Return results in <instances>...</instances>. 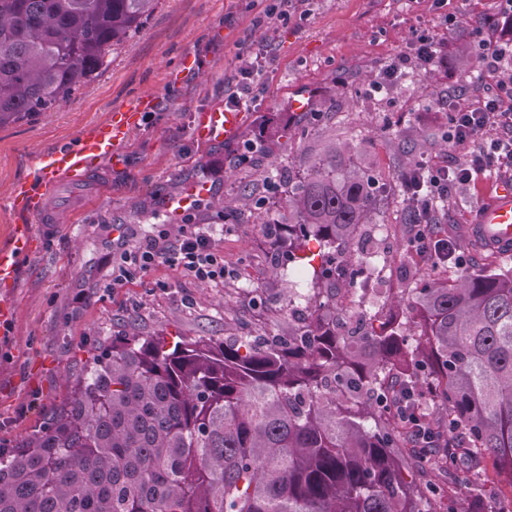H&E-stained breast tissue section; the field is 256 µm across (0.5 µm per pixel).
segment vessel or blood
<instances>
[{
	"label": "vessel or blood",
	"mask_w": 512,
	"mask_h": 512,
	"mask_svg": "<svg viewBox=\"0 0 512 512\" xmlns=\"http://www.w3.org/2000/svg\"><path fill=\"white\" fill-rule=\"evenodd\" d=\"M155 105L154 98L140 97L132 104L114 110L107 121L92 125L77 143L60 146L43 154L37 161L38 167L32 181L15 189L13 211L24 214L42 210L47 192L58 184L80 186L102 178V162L121 166L126 140L138 125L141 115L151 111ZM242 118V113L234 110H208L199 114L195 135L203 142L226 139L235 132ZM208 192V183L188 185L179 197L170 202L171 216L180 217L193 202L204 198ZM472 229L475 238L485 249L512 252V181L495 185L489 202L477 209ZM34 235L32 225L20 221L12 224L11 245L0 249V282L14 279Z\"/></svg>",
	"instance_id": "1"
}]
</instances>
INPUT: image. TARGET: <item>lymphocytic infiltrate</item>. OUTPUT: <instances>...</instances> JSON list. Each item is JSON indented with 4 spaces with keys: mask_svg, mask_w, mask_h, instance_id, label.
Segmentation results:
<instances>
[{
    "mask_svg": "<svg viewBox=\"0 0 512 512\" xmlns=\"http://www.w3.org/2000/svg\"><path fill=\"white\" fill-rule=\"evenodd\" d=\"M477 56L481 69L496 76L495 85L478 89L474 105L463 106L453 99L448 102V141L468 146L464 162H420L411 171L419 188L407 193V201L416 214L408 245L435 267L467 264L458 243L438 230L437 218L451 190L480 173L512 170V39L504 34L488 36L479 42ZM439 58L438 41L419 36L410 51L386 65L382 78L389 81L409 70H429ZM223 235V225L201 223L192 211L179 224H154L139 233L119 235L104 259L110 271V285L127 287L163 267L202 283L223 281L229 275L219 247Z\"/></svg>",
    "mask_w": 512,
    "mask_h": 512,
    "instance_id": "f902f5d3",
    "label": "lymphocytic infiltrate"
}]
</instances>
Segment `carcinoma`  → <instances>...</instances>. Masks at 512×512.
I'll return each instance as SVG.
<instances>
[{
	"instance_id": "carcinoma-1",
	"label": "carcinoma",
	"mask_w": 512,
	"mask_h": 512,
	"mask_svg": "<svg viewBox=\"0 0 512 512\" xmlns=\"http://www.w3.org/2000/svg\"><path fill=\"white\" fill-rule=\"evenodd\" d=\"M155 0H0V126L86 85ZM288 224L266 222L283 273L319 246L288 333L232 340L112 337L53 426L0 455V512H438L487 472L512 490V262L423 276L367 315L342 303L366 255L375 180L336 152L288 176ZM307 313L295 314L298 300ZM414 392L413 416L400 399ZM437 440L435 480L413 445Z\"/></svg>"
}]
</instances>
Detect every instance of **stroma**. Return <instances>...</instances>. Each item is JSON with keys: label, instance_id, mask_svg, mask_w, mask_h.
<instances>
[{"label": "stroma", "instance_id": "35a3bbf8", "mask_svg": "<svg viewBox=\"0 0 512 512\" xmlns=\"http://www.w3.org/2000/svg\"><path fill=\"white\" fill-rule=\"evenodd\" d=\"M496 0H158L138 30L112 51L92 80L59 107L0 128V247L9 243L17 216L8 203L16 184L31 179L38 156L76 140L130 100L151 95L125 145V162L109 172L102 190L63 185L48 197L59 223L38 228L34 251L0 301L12 317L0 333V450L27 446L65 408L91 353L113 337L284 334L285 281L271 273L273 252L264 218L284 224L271 183L306 168L329 148L350 158L380 185L375 216L386 227L365 246L385 256L386 277L367 291L400 296L420 275L450 277L447 267L427 270L408 247L414 222L403 175L418 161L462 159L445 137L448 101H473L476 56L461 59L472 23L496 24ZM443 45L428 74L399 78L376 93L383 67L406 51L416 33ZM268 51L271 64L251 80L237 133L200 142V112L224 107L238 92V69L250 53ZM196 66L179 68L184 54ZM258 150L240 161L243 147ZM206 181L203 221L224 227L222 251L231 278L200 283L161 269L155 278L109 289L103 260L112 251V227L168 224L169 202L187 184ZM496 180L481 175L457 186L440 214L480 273L499 254L479 249L470 235L478 204ZM163 287H155V280Z\"/></svg>", "mask_w": 512, "mask_h": 512}]
</instances>
